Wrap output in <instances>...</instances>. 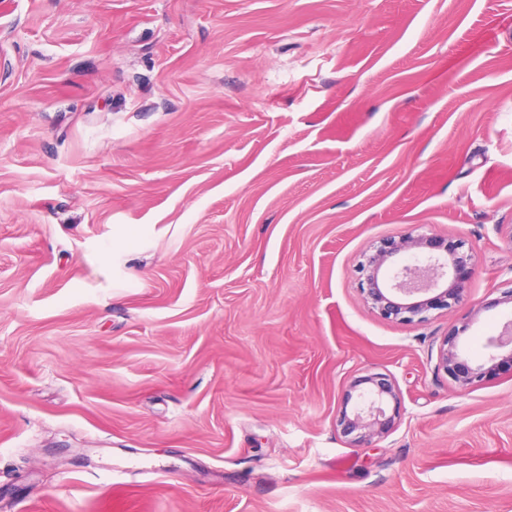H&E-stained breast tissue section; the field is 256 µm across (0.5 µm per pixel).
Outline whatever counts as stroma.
Listing matches in <instances>:
<instances>
[{
    "label": "stroma",
    "instance_id": "1",
    "mask_svg": "<svg viewBox=\"0 0 512 512\" xmlns=\"http://www.w3.org/2000/svg\"><path fill=\"white\" fill-rule=\"evenodd\" d=\"M512 0H0V512H512ZM473 244L380 317L357 265ZM398 387L359 448L351 382ZM464 246L423 234L383 240L360 262L365 301L385 319L427 321L431 310L448 309L466 296L476 263L473 249ZM411 250H418L411 261L395 262ZM460 330L457 329L456 335L447 338L438 350L437 370L441 368L451 377L452 381L460 390H466L475 384L483 381L488 374L494 372L502 365H509L512 371V327L511 324L505 326L500 336L490 337L487 341V348L496 350L491 353L486 363L472 367L460 358L455 339ZM510 346L507 354H501L499 350ZM486 364H490L486 367ZM370 384L369 392L359 395L360 401L348 414L347 407L340 411L338 426L344 437L360 448H371L377 438L389 433L395 424V414L387 415L384 405L393 400L398 405V393L394 382L382 375H369L354 379L351 389Z\"/></svg>",
    "mask_w": 512,
    "mask_h": 512
}]
</instances>
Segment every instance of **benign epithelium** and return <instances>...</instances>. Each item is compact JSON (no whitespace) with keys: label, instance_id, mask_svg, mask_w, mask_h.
I'll use <instances>...</instances> for the list:
<instances>
[{"label":"benign epithelium","instance_id":"7a95c632","mask_svg":"<svg viewBox=\"0 0 512 512\" xmlns=\"http://www.w3.org/2000/svg\"><path fill=\"white\" fill-rule=\"evenodd\" d=\"M464 246L462 241L423 234L380 242L360 262L365 273V301L385 319L427 321L430 311L447 309L466 296L476 263L473 249ZM487 348L493 350L487 364L472 367L461 360L455 338L451 337L439 347L437 368L444 370L457 388L466 390L498 367H512V326L506 325L501 335L489 338ZM363 384L372 388L359 395L353 412L342 408L338 426L355 446L370 448L394 427L395 415L386 413L385 404L398 401V393L394 382L382 375L357 378L351 388Z\"/></svg>","mask_w":512,"mask_h":512}]
</instances>
